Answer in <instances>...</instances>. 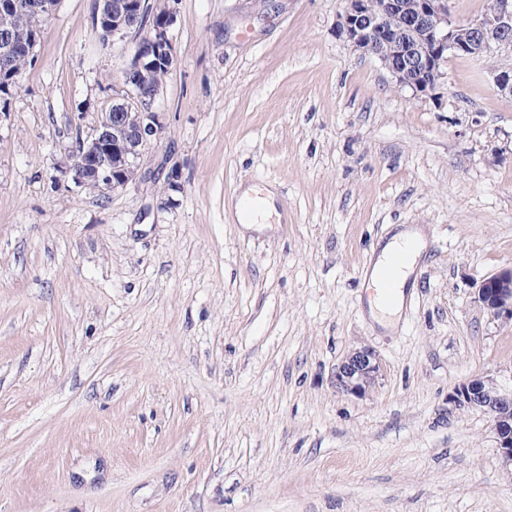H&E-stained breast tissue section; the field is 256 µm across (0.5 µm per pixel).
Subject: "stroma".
Masks as SVG:
<instances>
[{"mask_svg": "<svg viewBox=\"0 0 512 512\" xmlns=\"http://www.w3.org/2000/svg\"><path fill=\"white\" fill-rule=\"evenodd\" d=\"M165 2L164 129L125 189L60 172L131 99L137 36L101 47L95 0H59L0 95V512H512L490 419L448 402L512 388L476 292L512 264V54L421 94L340 36L343 0ZM247 187L281 222L229 219ZM405 228L386 329L361 275ZM361 347L356 397L334 375ZM381 374L376 354L368 348L356 349L336 371V388L356 397L365 396Z\"/></svg>", "mask_w": 512, "mask_h": 512, "instance_id": "1", "label": "stroma"}]
</instances>
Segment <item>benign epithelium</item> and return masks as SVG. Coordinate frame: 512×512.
Listing matches in <instances>:
<instances>
[{
    "label": "benign epithelium",
    "mask_w": 512,
    "mask_h": 512,
    "mask_svg": "<svg viewBox=\"0 0 512 512\" xmlns=\"http://www.w3.org/2000/svg\"><path fill=\"white\" fill-rule=\"evenodd\" d=\"M337 24L339 34L363 55L376 57L396 83L416 93H428L439 82L441 65L448 57L494 56L512 51V0H493L486 14L465 21L452 16V0H343ZM17 7L35 17L52 12L48 0H21ZM127 10L129 22L112 29V37L123 38L131 31L147 30L135 42L131 59L123 72L125 83L142 71L175 63L170 28L172 12L154 19L148 0H130L116 5ZM42 33L35 26L21 39L3 38L0 56L7 59L17 52L35 54ZM498 93L512 99V73L491 70ZM159 113L138 112L115 127L100 113L98 124L87 140L78 142L63 173L81 188L101 193L124 189L130 183L125 156L139 158L152 137L160 134ZM478 300L493 318L512 319V265L485 278L477 289ZM381 374L376 354L368 348L356 349L336 371V388L356 397L366 395ZM454 408L479 409L491 418L502 462L512 469V390L500 388L493 379L473 378L458 385L448 396Z\"/></svg>",
    "instance_id": "1"
}]
</instances>
